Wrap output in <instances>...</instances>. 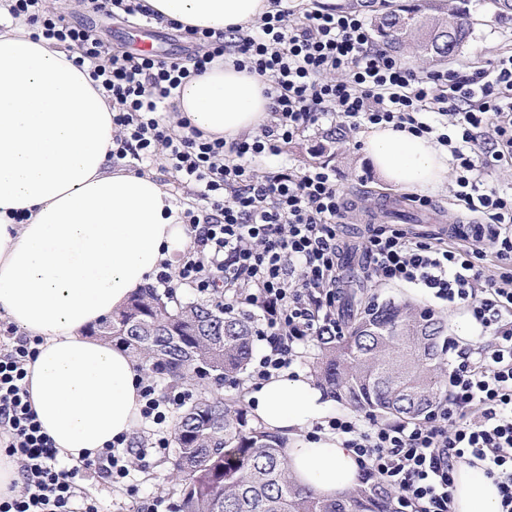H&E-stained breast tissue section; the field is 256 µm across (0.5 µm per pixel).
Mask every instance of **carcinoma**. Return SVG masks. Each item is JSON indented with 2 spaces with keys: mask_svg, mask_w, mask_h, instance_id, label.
I'll return each instance as SVG.
<instances>
[{
  "mask_svg": "<svg viewBox=\"0 0 512 512\" xmlns=\"http://www.w3.org/2000/svg\"><path fill=\"white\" fill-rule=\"evenodd\" d=\"M353 0L371 14L375 40L391 52L411 50L432 63L468 43L469 0ZM346 334L320 339L317 385L356 411L418 420L447 392V323L410 302L377 303L349 285ZM256 316L231 311L224 299L194 298L145 287L126 306L91 327L116 341L160 382L196 386L178 414L170 464L177 512H396L391 486L360 478L346 495L324 499L299 484L282 454L287 438L253 422L238 400L218 393L246 371L256 350Z\"/></svg>",
  "mask_w": 512,
  "mask_h": 512,
  "instance_id": "cac0c4a2",
  "label": "carcinoma"
}]
</instances>
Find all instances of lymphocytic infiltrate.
<instances>
[{
	"label": "lymphocytic infiltrate",
	"instance_id": "obj_1",
	"mask_svg": "<svg viewBox=\"0 0 512 512\" xmlns=\"http://www.w3.org/2000/svg\"><path fill=\"white\" fill-rule=\"evenodd\" d=\"M85 7L132 24L156 17L144 0H85ZM8 12L31 26L33 40L55 41L74 65H90L95 90L112 108L113 157L163 159L179 183L199 187L202 207L184 212L193 243L177 270L155 279L204 294L230 290L261 308L270 350L251 366L258 382L293 365L295 344L343 335L332 309L347 206L333 167L260 176L252 160L279 155L324 118L353 131L386 123L446 146L453 202L486 223L470 225L457 246L403 224H371L361 249L378 281L467 307L486 341L451 344L448 397L427 421L332 417L325 428L354 450L364 475L398 490L401 512H454L453 473L462 462L482 463L497 485L499 512H512V190L484 188L487 173L512 160V54L489 70L423 74L376 46L358 13L297 11L288 0H269L244 30H188L183 58L109 52L94 28L72 24L45 0H8ZM227 55L269 82L270 117L259 133L207 139L186 119L166 121L183 86ZM487 259L496 266L488 279L481 269ZM34 354L27 337L0 343V447L14 457L20 480L14 495L0 498V512H105L81 479L117 487L148 456L167 453V422L185 395H159L156 382L142 377L150 437L134 448L99 449L65 469L29 401L26 365Z\"/></svg>",
	"mask_w": 512,
	"mask_h": 512
}]
</instances>
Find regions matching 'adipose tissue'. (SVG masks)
Wrapping results in <instances>:
<instances>
[{
	"label": "adipose tissue",
	"mask_w": 512,
	"mask_h": 512,
	"mask_svg": "<svg viewBox=\"0 0 512 512\" xmlns=\"http://www.w3.org/2000/svg\"><path fill=\"white\" fill-rule=\"evenodd\" d=\"M160 17L227 31L251 24L267 0H146ZM24 23L0 28V320L39 345L27 366L32 409L61 456L76 463L140 423L142 370L124 348L92 336L91 325L122 308L190 243L183 207L147 175L113 164L112 111L51 41ZM267 81L232 61L191 79L178 116L224 139L269 117ZM375 174L397 188L434 191L448 174L447 148L389 125L364 134ZM258 418L287 438L298 481L325 498L350 491L360 470L341 441H311L300 428L319 420L322 395L302 373L279 375L250 395ZM455 512H498L483 469L454 473Z\"/></svg>",
	"instance_id": "obj_1"
}]
</instances>
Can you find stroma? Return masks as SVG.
Here are the masks:
<instances>
[{"label": "stroma", "mask_w": 512, "mask_h": 512, "mask_svg": "<svg viewBox=\"0 0 512 512\" xmlns=\"http://www.w3.org/2000/svg\"><path fill=\"white\" fill-rule=\"evenodd\" d=\"M474 25L473 34L462 50L445 61V68L470 71L489 68L498 55L512 51V18H500L494 13L489 0H471ZM285 157L263 156L254 167L258 171H274L287 165L302 170L321 163L336 170L337 185L350 208L340 230L341 273L363 277L370 296L374 299L408 301L423 306L427 298L419 290L406 285L382 284L374 278L364 277L365 260L358 248L360 237L368 223L405 224L413 231L435 234L442 224H480L481 214L452 205L449 182H442L431 192V212L419 211L409 192L395 190L379 181L363 155L361 131L339 128L338 124L324 120L309 127L285 148ZM131 482L134 495L121 494L104 487L95 493L103 501L107 512H138L142 501L157 493L167 495L176 502L168 470L160 458L151 459L148 466L133 470Z\"/></svg>", "instance_id": "obj_1"}]
</instances>
